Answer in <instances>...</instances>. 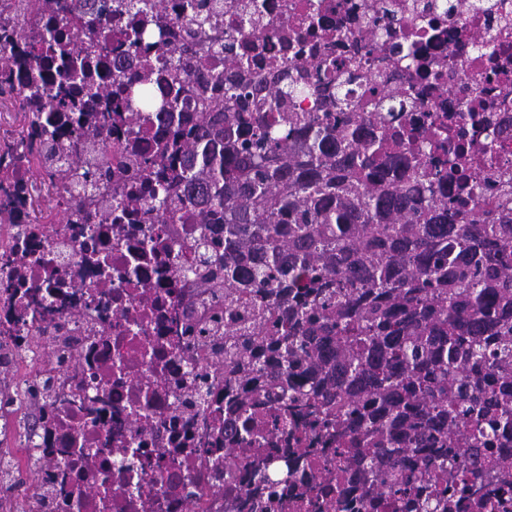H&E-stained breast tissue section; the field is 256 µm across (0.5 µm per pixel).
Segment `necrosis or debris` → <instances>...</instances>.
<instances>
[{"mask_svg": "<svg viewBox=\"0 0 512 512\" xmlns=\"http://www.w3.org/2000/svg\"><path fill=\"white\" fill-rule=\"evenodd\" d=\"M260 24L235 32L239 41L282 51L287 23H300L310 4L347 18L354 8L391 7L418 38L411 65L416 94L449 125L470 123L448 109V93L492 97L491 69L512 78V0H481L482 11L449 14L448 0H258ZM348 20V18H347ZM506 50L495 61L476 54L474 33ZM339 57L367 38L348 20ZM192 224H9L0 227V367L23 383L48 385L61 411L53 430L36 427L28 399L0 407V470L13 476L37 445L44 465L20 512H250L248 494L262 481L247 454L224 463V407L178 405L179 382L196 365L215 362L212 347L192 346L175 329L206 311L195 291L174 287L176 269L194 252ZM40 283L62 285L47 316H23L20 298L5 290L16 269ZM47 337L64 357L16 345V335Z\"/></svg>", "mask_w": 512, "mask_h": 512, "instance_id": "obj_1", "label": "necrosis or debris"}]
</instances>
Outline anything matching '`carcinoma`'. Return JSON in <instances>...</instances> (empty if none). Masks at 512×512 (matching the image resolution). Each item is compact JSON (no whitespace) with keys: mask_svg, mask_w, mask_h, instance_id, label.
Returning <instances> with one entry per match:
<instances>
[{"mask_svg":"<svg viewBox=\"0 0 512 512\" xmlns=\"http://www.w3.org/2000/svg\"><path fill=\"white\" fill-rule=\"evenodd\" d=\"M118 5L157 17L123 34L133 52L165 48L162 90L119 62L97 78L96 31L70 32L57 0H30L37 33L0 28V102L21 114L25 147L0 154V178L25 160L53 178L47 193L86 195L112 127L159 108L158 151L131 144L141 181L116 198L113 223L143 207L153 224L199 209L196 262L176 277L222 295L225 312L181 335L222 342L224 461L242 445L288 449L290 509L503 507L489 486L511 487L512 470L492 476L489 461L512 446V169L487 164L490 125L420 132L395 116L419 102L389 80L370 83L377 114L359 111L348 85L362 63L317 52L328 20L316 8L290 27L293 56L257 73L250 48L217 43L228 12L232 27L256 24L252 0H185L195 31L183 42L169 40L163 0ZM394 25L386 10L365 22L370 36ZM22 38L45 52L17 63ZM209 51L224 72L190 79L187 62ZM308 93L313 112L297 107ZM190 99L195 120L173 123ZM270 363L280 387L266 406ZM185 389L209 405L208 374L190 372ZM318 444L336 449V468L312 486Z\"/></svg>","mask_w":512,"mask_h":512,"instance_id":"carcinoma-1","label":"carcinoma"}]
</instances>
